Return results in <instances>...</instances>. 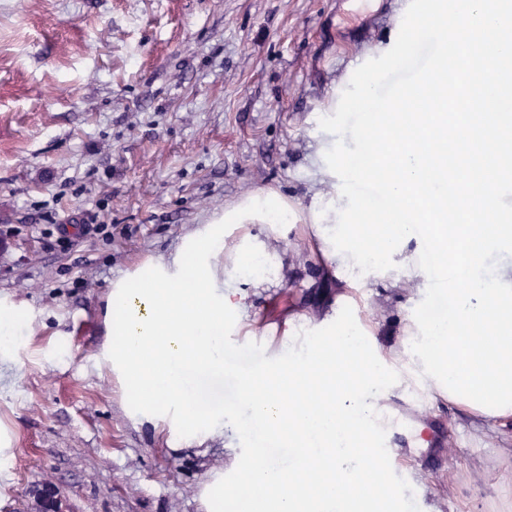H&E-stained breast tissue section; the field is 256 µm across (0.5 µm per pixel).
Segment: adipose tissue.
I'll return each instance as SVG.
<instances>
[{
  "instance_id": "adipose-tissue-1",
  "label": "adipose tissue",
  "mask_w": 512,
  "mask_h": 512,
  "mask_svg": "<svg viewBox=\"0 0 512 512\" xmlns=\"http://www.w3.org/2000/svg\"><path fill=\"white\" fill-rule=\"evenodd\" d=\"M440 29V49L416 88L456 98L458 86L443 87L448 62L468 55L470 44L492 40L491 52L473 58L478 85L470 123L449 124L444 112H404L399 105L374 106L378 78L367 74L350 102L366 112L356 131L357 149L346 147L344 130L326 128L320 151L323 175L339 180L336 196L314 206L316 237L335 273L382 270L394 280L416 282L424 296L448 302L445 315L417 322L410 333L414 357L429 386L450 402L502 421L512 420V0H431L410 12L398 54L416 39ZM491 136L485 145L488 167L480 196L462 179L448 181L441 139L458 143L471 129ZM378 181L387 207L371 208L353 189ZM455 207H448V200ZM436 213L430 241L443 259V273L432 276L422 261L420 226ZM468 223H460V213ZM288 208L259 193L198 236L174 268L157 265L116 283L107 295L110 342L106 361L136 394L142 416L154 419L161 407H175L188 425L187 439L236 426L247 410L273 433L289 427L284 442L300 460L281 472L258 456L249 457L245 477L232 490L223 478L207 485L206 512H371L376 487L365 480L379 462L370 446L380 425L391 385L385 359L372 330L350 323L333 336L312 335L305 347L241 377L237 405L205 409L182 400L194 368L224 370V315L243 313L244 297L218 264L228 224H284ZM352 369V383L335 399L323 396L325 374ZM291 380L296 392L282 396ZM329 458L332 474L316 475V460Z\"/></svg>"
}]
</instances>
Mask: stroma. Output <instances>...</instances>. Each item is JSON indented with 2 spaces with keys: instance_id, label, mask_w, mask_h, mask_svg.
Wrapping results in <instances>:
<instances>
[{
  "instance_id": "35a3bbf8",
  "label": "stroma",
  "mask_w": 512,
  "mask_h": 512,
  "mask_svg": "<svg viewBox=\"0 0 512 512\" xmlns=\"http://www.w3.org/2000/svg\"><path fill=\"white\" fill-rule=\"evenodd\" d=\"M410 0H0V302L25 319L12 338L16 378L0 391V512H32L53 485L65 512H203L216 474L241 478L242 428L185 440L132 417L125 384L100 359L114 281L173 264L184 241L247 196L275 192L288 224H228L222 260L266 243L274 274L240 278L238 343L260 363L287 354L289 331L334 332L341 316L376 331L411 366L403 330L443 309L380 272L346 286L325 265L309 218L335 191L321 176L326 125L353 131L340 104L387 64ZM97 211L111 240L73 222ZM77 243H58L56 223ZM240 380L198 372L197 406L232 404ZM396 466L414 510L512 512V422L415 387L393 389ZM458 453H442L448 444ZM481 470L484 482L469 475Z\"/></svg>"
}]
</instances>
